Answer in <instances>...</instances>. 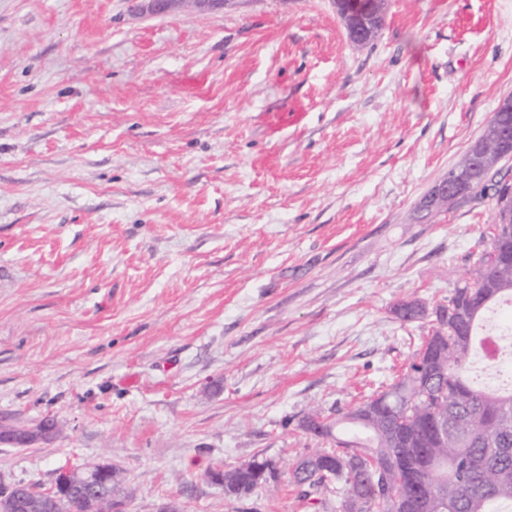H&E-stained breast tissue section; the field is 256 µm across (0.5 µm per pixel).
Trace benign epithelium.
Masks as SVG:
<instances>
[{"instance_id": "benign-epithelium-1", "label": "benign epithelium", "mask_w": 512, "mask_h": 512, "mask_svg": "<svg viewBox=\"0 0 512 512\" xmlns=\"http://www.w3.org/2000/svg\"><path fill=\"white\" fill-rule=\"evenodd\" d=\"M184 0H129L131 11L160 16L179 8ZM336 12L343 21L347 37L354 44H366L382 29L387 15L389 0H334ZM504 112H496L484 127L460 163L452 168L448 177L436 184L428 198L437 206L453 203L458 198L457 187L467 182L473 170L483 165L489 152L497 155V161L512 158V104H502ZM57 427L38 423L33 427L19 429L7 422L0 423V445L10 447H28L36 443L53 441L57 436ZM112 465L96 464L82 468H64L60 470L53 485L44 493L64 491L70 493L76 489L85 492L77 498L76 512L86 508L96 512L101 501L87 497L94 490L102 476L110 473Z\"/></svg>"}]
</instances>
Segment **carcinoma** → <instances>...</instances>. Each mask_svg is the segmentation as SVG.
Segmentation results:
<instances>
[{"label": "carcinoma", "mask_w": 512, "mask_h": 512, "mask_svg": "<svg viewBox=\"0 0 512 512\" xmlns=\"http://www.w3.org/2000/svg\"><path fill=\"white\" fill-rule=\"evenodd\" d=\"M492 169L481 168L458 189L460 198L493 191L498 222L482 236L474 261L472 287L459 282L448 305L435 310V323L424 345L442 342L446 354L439 360L413 355L404 373L353 412L325 423L320 415L306 418L307 428L321 437L332 431H351L352 439H336V450L298 459L291 470L304 498L327 506L336 497L340 512H411L408 501L416 489L433 495L432 512H512V384L491 389L471 384L469 364L482 349L487 312L499 302L512 304V266L494 261L512 234V184L493 181ZM465 304L470 312L462 329L448 324V308ZM402 320L422 318L425 307L406 301L397 307ZM452 414L453 428L441 444L419 449L410 473L403 460L414 448H399L392 440V417L404 436L424 434L432 415ZM277 463L260 453L252 467L237 473L225 495L243 498L279 478ZM14 494L30 504L21 512H40L32 486L12 484Z\"/></svg>", "instance_id": "1"}]
</instances>
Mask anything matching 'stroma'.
Listing matches in <instances>:
<instances>
[{"label": "stroma", "instance_id": "1", "mask_svg": "<svg viewBox=\"0 0 512 512\" xmlns=\"http://www.w3.org/2000/svg\"><path fill=\"white\" fill-rule=\"evenodd\" d=\"M512 100V0H0V483L108 463L126 512H313L305 424L393 383L496 220L426 208ZM306 103L273 133L269 115ZM262 453L243 500L208 473ZM184 0H129L132 12L160 16L173 12L179 8ZM347 37L354 44H366L382 29L389 0H334ZM56 426L41 424L34 427L18 429L7 422L0 423V445L10 447H28L36 443H47L53 441L57 436ZM252 459V467L237 473L234 486L230 491H224L225 495L235 498L247 497L278 480L280 471L273 459L262 453L254 455Z\"/></svg>", "mask_w": 512, "mask_h": 512}]
</instances>
